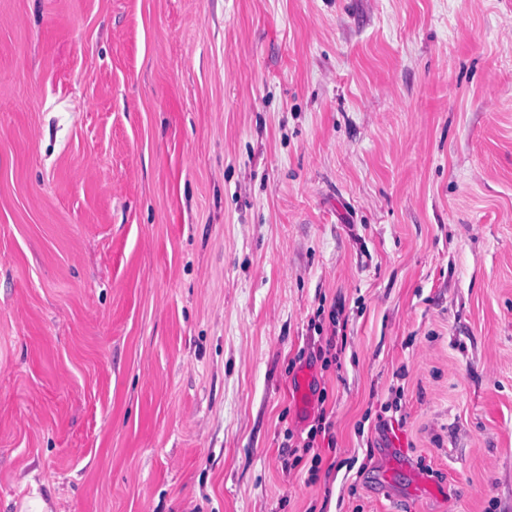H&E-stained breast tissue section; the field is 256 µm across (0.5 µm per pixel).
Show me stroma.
<instances>
[{"label":"stroma","mask_w":512,"mask_h":512,"mask_svg":"<svg viewBox=\"0 0 512 512\" xmlns=\"http://www.w3.org/2000/svg\"><path fill=\"white\" fill-rule=\"evenodd\" d=\"M21 493L512 512V0H0Z\"/></svg>","instance_id":"stroma-1"}]
</instances>
